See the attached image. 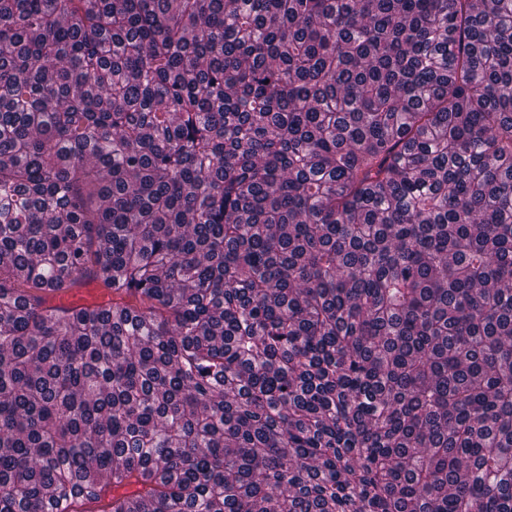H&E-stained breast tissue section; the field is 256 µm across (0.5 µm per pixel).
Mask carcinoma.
<instances>
[{"label":"carcinoma","instance_id":"obj_1","mask_svg":"<svg viewBox=\"0 0 512 512\" xmlns=\"http://www.w3.org/2000/svg\"><path fill=\"white\" fill-rule=\"evenodd\" d=\"M505 470L512 0H0V512H512Z\"/></svg>","mask_w":512,"mask_h":512}]
</instances>
